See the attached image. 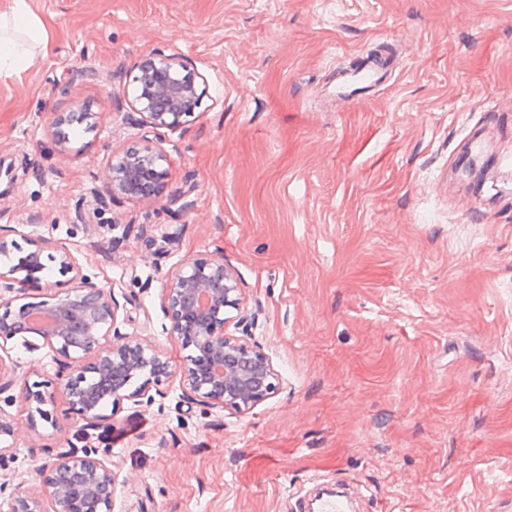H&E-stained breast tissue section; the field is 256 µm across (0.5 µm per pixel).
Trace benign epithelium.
Segmentation results:
<instances>
[{
	"label": "benign epithelium",
	"instance_id": "obj_1",
	"mask_svg": "<svg viewBox=\"0 0 512 512\" xmlns=\"http://www.w3.org/2000/svg\"><path fill=\"white\" fill-rule=\"evenodd\" d=\"M131 107L133 124L148 129L140 147L111 159L105 168L106 183L114 195L139 202L158 199L166 188L169 159L155 131L174 129L194 115L200 97L198 84L187 65L162 53L144 58L138 65ZM25 255L14 240L0 234V257L4 258L0 281L6 289L37 286L45 265L42 246L28 239ZM165 298L171 318V335L189 351L178 370L151 346L122 340L117 322L119 303L112 288L82 275L71 288L39 302H22L24 295L0 293V351L13 340H22L30 353L44 347L67 363L56 376L54 389L65 393L84 426L102 418L105 402L98 398L94 382L112 377L108 401H152L150 391L159 389L173 373L180 374L192 400L246 414L276 389L278 374L272 360L251 343V316L245 310L243 290L224 259H196L165 274ZM236 311L231 318L228 312ZM234 322L242 336L226 332ZM54 393L40 385H24L19 397L27 409L31 427L36 418L49 419L43 405ZM40 491L27 486L15 489L7 512H112L115 474L102 460L88 452L69 451L56 463L36 471Z\"/></svg>",
	"mask_w": 512,
	"mask_h": 512
}]
</instances>
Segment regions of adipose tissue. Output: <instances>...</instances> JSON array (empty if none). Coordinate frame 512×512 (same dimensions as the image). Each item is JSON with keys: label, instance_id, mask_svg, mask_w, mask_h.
Segmentation results:
<instances>
[{"label": "adipose tissue", "instance_id": "1", "mask_svg": "<svg viewBox=\"0 0 512 512\" xmlns=\"http://www.w3.org/2000/svg\"><path fill=\"white\" fill-rule=\"evenodd\" d=\"M46 47L45 25L31 12L28 0H9L7 11L0 12V78L37 65Z\"/></svg>", "mask_w": 512, "mask_h": 512}]
</instances>
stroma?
<instances>
[{
  "instance_id": "obj_1",
  "label": "stroma",
  "mask_w": 512,
  "mask_h": 512,
  "mask_svg": "<svg viewBox=\"0 0 512 512\" xmlns=\"http://www.w3.org/2000/svg\"><path fill=\"white\" fill-rule=\"evenodd\" d=\"M29 2L47 53L0 80V228L43 246L27 297L110 285L127 340L176 367L164 276L220 258L278 380L238 414L174 376L88 430L61 394L34 426L2 405L0 504L74 447L116 473L112 512H296L316 482L357 484L360 512H512V0ZM383 45L382 84L329 95ZM158 52L202 97L161 130L168 186L142 203L110 195L104 169L141 141L125 94ZM69 100L91 117L62 155ZM465 154L491 162L481 194L458 178ZM60 363L16 343L0 378L51 382Z\"/></svg>"
}]
</instances>
